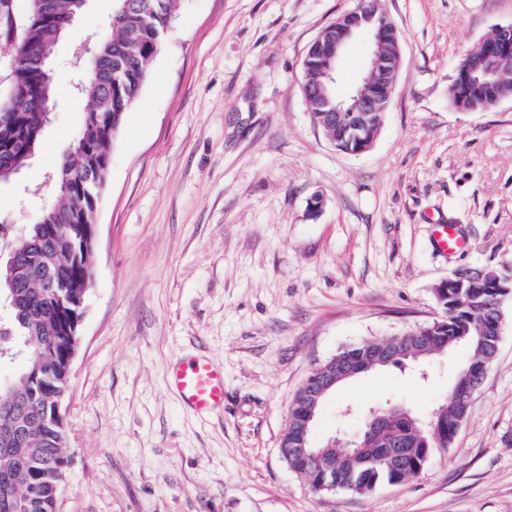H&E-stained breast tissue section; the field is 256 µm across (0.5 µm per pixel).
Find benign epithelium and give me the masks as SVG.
I'll return each instance as SVG.
<instances>
[{"label": "benign epithelium", "mask_w": 512, "mask_h": 512, "mask_svg": "<svg viewBox=\"0 0 512 512\" xmlns=\"http://www.w3.org/2000/svg\"><path fill=\"white\" fill-rule=\"evenodd\" d=\"M376 34L377 47L370 48L366 62V76L358 86L351 99L353 104L346 106L345 100L336 98L331 101L336 86V63L348 45L360 35ZM512 54V23L496 25L491 28L485 44L484 57L500 59ZM319 56L326 61L322 81L317 83V95L313 104L319 112H356L358 120L354 124L342 127L341 138L348 143L358 144L361 135L369 129H375L380 116L387 112L395 88L396 76L401 62V39L394 23L387 19L377 7V0H358L357 6L325 27L319 36L309 46L303 65H308V59ZM484 61L466 60L456 70L457 81L468 85L470 76L482 68ZM487 80L483 84V93L494 103H499L498 84L501 76L495 72L485 73ZM502 324H497L492 335L493 343L485 348L483 366L480 373H487L495 360L501 336ZM396 337L377 342L364 350L359 356L347 357L337 364L324 362L315 367L306 378L298 395L301 396L304 408L298 424L295 425L293 447L297 448V460L327 458V450L340 446L352 448L356 455L365 448L384 420V416L376 410L371 411L370 419L363 434L347 438L337 431L330 436L326 445L321 447L311 441L319 407L322 399L336 383L349 377H356L374 368L377 364H388L395 360L394 344ZM442 423V412L433 411L426 420L412 421L415 432L419 435L430 434Z\"/></svg>", "instance_id": "1"}]
</instances>
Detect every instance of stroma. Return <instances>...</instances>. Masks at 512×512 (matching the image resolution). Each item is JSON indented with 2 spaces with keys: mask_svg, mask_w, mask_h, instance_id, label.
Listing matches in <instances>:
<instances>
[{
  "mask_svg": "<svg viewBox=\"0 0 512 512\" xmlns=\"http://www.w3.org/2000/svg\"><path fill=\"white\" fill-rule=\"evenodd\" d=\"M357 0H179L118 134L97 216L94 283L62 405L70 466L58 512H512V298L497 357L448 452L358 495L313 492L279 453L309 372L362 340L430 322L459 269L512 265V98L450 105L465 53L512 0H380L402 66L375 142L336 148L312 119L302 62ZM112 0H88L57 50L53 121L0 185L22 230L77 136L80 45ZM464 247L443 256L435 225ZM224 367V410L184 407L180 358ZM469 351L370 371L324 405L317 438L391 401L425 417Z\"/></svg>",
  "mask_w": 512,
  "mask_h": 512,
  "instance_id": "35a3bbf8",
  "label": "stroma"
}]
</instances>
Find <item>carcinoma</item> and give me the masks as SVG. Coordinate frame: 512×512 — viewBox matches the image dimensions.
Wrapping results in <instances>:
<instances>
[{"label":"carcinoma","instance_id":"1","mask_svg":"<svg viewBox=\"0 0 512 512\" xmlns=\"http://www.w3.org/2000/svg\"><path fill=\"white\" fill-rule=\"evenodd\" d=\"M28 14L19 25L12 81L0 94V150H8L0 164V182L24 168L47 127L53 95L50 68L58 43L70 28L59 24L74 9V0H29ZM178 0H113L112 20L99 32L84 57L79 95L86 102L83 123L72 148L53 173L57 203L47 218L28 226L14 261L0 262V291L8 296L0 311V368L16 364L20 371L7 397L0 396V512H56L58 487L69 464L68 434L54 414L70 382L67 337L70 318L59 311L53 286L64 284L72 301L86 296V270L75 251L93 223L94 202L108 173L94 164L93 154L112 153L125 114L147 81L149 61L167 38ZM448 100L464 101L470 112L492 108L475 91L457 82ZM512 297V271L486 269L483 279L436 295L445 313L434 330L433 348L447 351L460 343L475 363L482 348L464 332L493 326ZM38 375V381L28 374ZM470 380L459 375L441 405L448 429L464 415ZM385 420L364 452L366 466L347 458L346 449L331 451L336 461V490L369 494L400 481L406 472L426 468L436 454L448 451L432 436L416 435L410 410L384 404Z\"/></svg>","mask_w":512,"mask_h":512}]
</instances>
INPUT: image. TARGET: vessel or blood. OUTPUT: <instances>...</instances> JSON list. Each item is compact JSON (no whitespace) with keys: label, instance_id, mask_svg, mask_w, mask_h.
Returning <instances> with one entry per match:
<instances>
[{"label":"vessel or blood","instance_id":"1","mask_svg":"<svg viewBox=\"0 0 512 512\" xmlns=\"http://www.w3.org/2000/svg\"><path fill=\"white\" fill-rule=\"evenodd\" d=\"M433 243L438 252L447 255L459 252L464 246L452 224L436 225ZM167 386L197 414L207 415L224 407V370L210 359L196 357L173 363Z\"/></svg>","mask_w":512,"mask_h":512}]
</instances>
